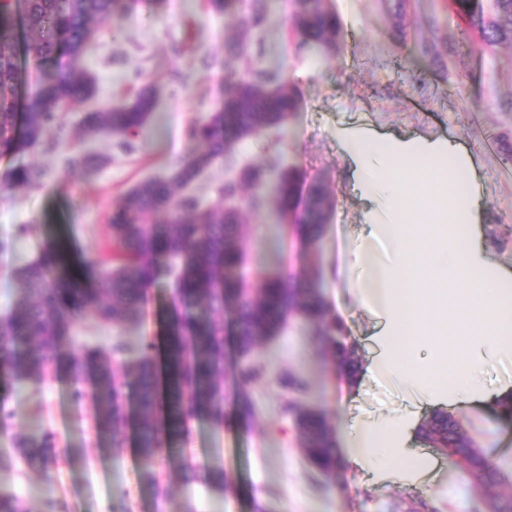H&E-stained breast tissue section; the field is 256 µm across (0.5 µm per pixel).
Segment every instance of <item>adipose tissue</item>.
I'll return each instance as SVG.
<instances>
[{
	"instance_id": "ef3b65f1",
	"label": "adipose tissue",
	"mask_w": 512,
	"mask_h": 512,
	"mask_svg": "<svg viewBox=\"0 0 512 512\" xmlns=\"http://www.w3.org/2000/svg\"><path fill=\"white\" fill-rule=\"evenodd\" d=\"M336 142L370 205L368 234L354 261L379 319V350L361 377L399 379L417 392L411 408L385 423L346 427L342 454L373 484H416L432 465L415 446L422 412L481 406L500 396L479 385L475 374L490 357L512 355V300L501 291L512 282V270L487 256L479 228L481 178L460 141L340 127ZM381 241L389 261L374 268L367 258ZM448 355L457 368L443 376L438 368Z\"/></svg>"
}]
</instances>
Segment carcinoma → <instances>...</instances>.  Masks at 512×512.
Listing matches in <instances>:
<instances>
[{
  "instance_id": "cac0c4a2",
  "label": "carcinoma",
  "mask_w": 512,
  "mask_h": 512,
  "mask_svg": "<svg viewBox=\"0 0 512 512\" xmlns=\"http://www.w3.org/2000/svg\"><path fill=\"white\" fill-rule=\"evenodd\" d=\"M132 0H23L22 10L13 0H0V154L34 151L53 144L48 132L59 124L62 112L93 99L97 86L80 59L90 45L92 24L106 21L118 10H128ZM448 10L462 20L466 32L482 52L512 45V0H448ZM22 21L29 40L27 54L47 69L46 77L25 102V131L15 136L17 65L15 20ZM267 23L265 0H250L237 35L227 44L230 55L243 57ZM289 32L301 51L330 57L342 47L343 26L325 0H299ZM296 88L272 70L257 69L248 79L225 83L224 99L204 120L193 123L189 137L197 152L165 178L134 186L108 216L117 266L98 264L88 276L74 273L64 255L65 239L43 245L37 256L19 269V296L9 316L0 322V367L18 381L41 378L49 368L64 365L75 378L91 382L99 403V424L113 433L129 420L121 398L120 367L113 356L123 351L120 337L104 352L86 349L73 358L61 352L64 339L87 312L122 327L141 319L149 288L163 275L171 277L172 300L165 324L166 370L160 372L154 346L147 349L128 383L135 401V435L139 453L161 456L180 442L192 419L224 422L222 349L224 327L215 315L234 310V335L238 351L246 354L277 335L288 315L297 314L318 323L328 341L330 355L356 372L354 346L344 338L343 326L327 307L320 289L292 278H268L257 295L247 298L243 279L236 274L244 255L240 234L242 214L224 209L221 202L203 209L198 198L183 190L205 170L224 159L244 140L266 130L281 131L285 116L298 106ZM156 107V90L142 85L127 100L87 112L80 122L81 137L119 136L121 145L140 135ZM111 157L78 152L61 157L65 174H90ZM268 171L246 167L239 177L224 182L223 200L239 196L246 187L259 186ZM44 171L34 165L14 167L5 173L12 189L28 191L42 185ZM276 207L306 241H318L336 200L321 182L302 185L298 171L277 173ZM237 389L244 391L256 378L241 365L232 371ZM284 412L291 416L303 452L324 476L340 461L330 429L322 415L297 402ZM455 420L435 411L423 435L448 442L457 466L467 473L473 488L497 498L501 473L468 436L459 441ZM26 464L48 472L56 461L52 437L27 436L19 446Z\"/></svg>"
}]
</instances>
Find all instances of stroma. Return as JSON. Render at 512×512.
Returning a JSON list of instances; mask_svg holds the SVG:
<instances>
[{
	"mask_svg": "<svg viewBox=\"0 0 512 512\" xmlns=\"http://www.w3.org/2000/svg\"><path fill=\"white\" fill-rule=\"evenodd\" d=\"M344 25L341 52L316 63L288 38L293 0H266L269 25L262 46L249 47L247 59L228 57L224 44L234 35L246 0L220 13L209 0H138L99 25L81 66L95 80V99L73 106L51 133L54 150L38 149L0 157V175L18 165L46 171L41 189L18 192L0 185V316L21 290L15 277L37 246L60 235L83 260L97 264L110 239L107 217L137 183L170 176L194 152L186 129L205 119L224 98V84L248 77L250 68L278 71L300 95V107L276 161H269L258 139L241 143L236 159L253 165L293 167L322 179L336 198V209L318 244L305 245L288 233L275 206L246 212L243 238L251 284L267 277L297 275L320 286L326 303L340 315L361 362L377 344L378 320L355 283L352 252L359 243L366 204L348 176L349 161L336 144L340 125L367 126L402 137H448L472 153L482 178V236L492 263L512 269V239L501 240L500 226L512 225V46L494 53L458 41L456 17L443 0H409L394 20L386 0H325ZM407 33L435 32L440 64L413 54L393 34L395 23ZM153 84L157 106L129 151L118 137L81 141L78 127L86 112L128 97L139 82ZM84 149L109 156V163L87 177H65L59 159ZM28 235H18L20 225ZM170 297L167 281L154 284L142 318L121 328L86 314L65 343L66 353L109 349L120 336L119 360L134 369L147 344L164 349L162 316ZM319 327L300 319L239 358L232 334L224 336L221 383L227 410L223 426L191 421L176 458L145 461L132 428L118 436L98 427L90 386H77L66 374L48 372L42 380L17 382L0 375V410L10 414L0 429V493L16 497L23 512H393L395 505L425 500L436 512H492L490 501L472 489L465 473L448 456L429 449L433 468L425 490L401 482L382 486L343 466L324 477L298 443L284 401L296 398L322 412L333 432L354 419L381 424L412 402L397 380L359 382L346 394V378L324 350ZM257 369L249 390L253 416L241 421L232 410L237 391L231 372L239 362ZM285 374L307 384L293 396L280 382ZM455 415L507 481L503 499H512V453L498 442L512 439V419L492 407L456 410ZM52 434L60 452L51 474L28 468L15 449L21 435ZM157 483H149L147 472Z\"/></svg>",
	"mask_w": 512,
	"mask_h": 512,
	"instance_id": "35a3bbf8",
	"label": "stroma"
}]
</instances>
